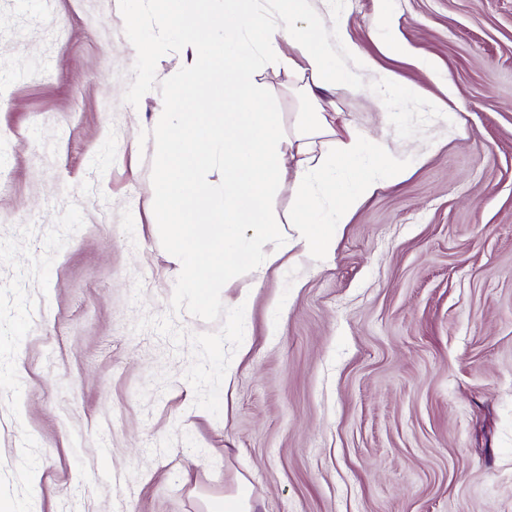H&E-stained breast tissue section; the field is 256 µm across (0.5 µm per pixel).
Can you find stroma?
<instances>
[{
  "instance_id": "1",
  "label": "stroma",
  "mask_w": 512,
  "mask_h": 512,
  "mask_svg": "<svg viewBox=\"0 0 512 512\" xmlns=\"http://www.w3.org/2000/svg\"><path fill=\"white\" fill-rule=\"evenodd\" d=\"M310 6L374 69L335 46L357 88L312 102L282 39L259 87L286 133L342 113L406 175L334 254L202 299L153 222V114L194 109L168 80L179 35L152 0H0V497L18 512H222L240 490L254 512H512V0ZM383 14L409 55L385 50Z\"/></svg>"
}]
</instances>
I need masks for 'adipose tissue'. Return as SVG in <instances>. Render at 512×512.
<instances>
[{
  "mask_svg": "<svg viewBox=\"0 0 512 512\" xmlns=\"http://www.w3.org/2000/svg\"><path fill=\"white\" fill-rule=\"evenodd\" d=\"M308 0H273L280 24L267 26L256 14V0H160L154 14L160 29H177L186 50L172 67L170 83L195 86L198 109L155 113L152 136L158 172L155 222L170 241V257L182 284L211 290L228 288L243 271V259L262 258L272 267L288 249L322 258L336 249L337 230L379 188L381 181L396 183L405 176L390 164L391 148L382 143L379 170L364 169L360 161L366 137L355 126L344 125L335 136L331 154L313 159L312 140L332 134L327 117L312 113L303 130L288 136L279 113L273 112L256 89L257 62L242 50L243 31L261 34L272 45L286 39L298 51L311 86L325 89L338 84L352 91V76L337 78L334 43H346L339 28H330L307 10ZM223 26L224 39L206 41L201 17ZM223 61L222 77L198 83L200 73L213 71ZM299 160L286 172L285 157ZM224 159L221 183L211 179L216 157ZM350 170L339 180V170ZM290 179L292 212L281 221L274 196L283 179ZM332 191L338 205L325 216L317 188Z\"/></svg>",
  "mask_w": 512,
  "mask_h": 512,
  "instance_id": "obj_1",
  "label": "adipose tissue"
}]
</instances>
